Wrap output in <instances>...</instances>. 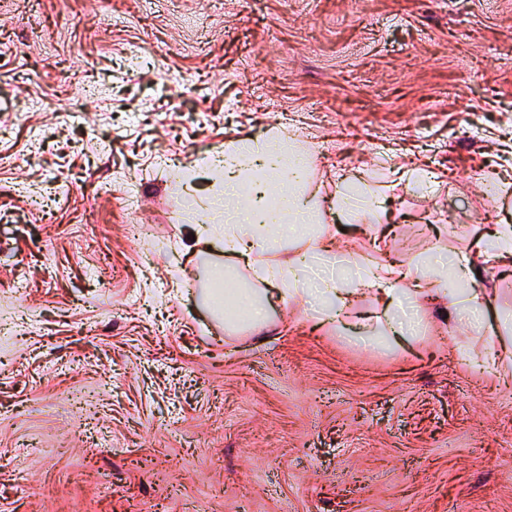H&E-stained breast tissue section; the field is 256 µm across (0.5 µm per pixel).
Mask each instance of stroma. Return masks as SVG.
<instances>
[{
    "label": "stroma",
    "instance_id": "1",
    "mask_svg": "<svg viewBox=\"0 0 512 512\" xmlns=\"http://www.w3.org/2000/svg\"><path fill=\"white\" fill-rule=\"evenodd\" d=\"M294 134L315 223L371 263L467 255L481 331L372 293L339 324L272 294L258 330L205 307L229 142ZM434 173L429 187L397 170ZM512 0H0V512H512ZM360 181L355 217L339 178ZM388 224L380 249L365 225ZM491 369L475 368L479 355ZM83 394L86 413L71 405ZM482 237L487 239L484 253L493 258L497 263L512 265V225L496 224L491 232H486Z\"/></svg>",
    "mask_w": 512,
    "mask_h": 512
}]
</instances>
